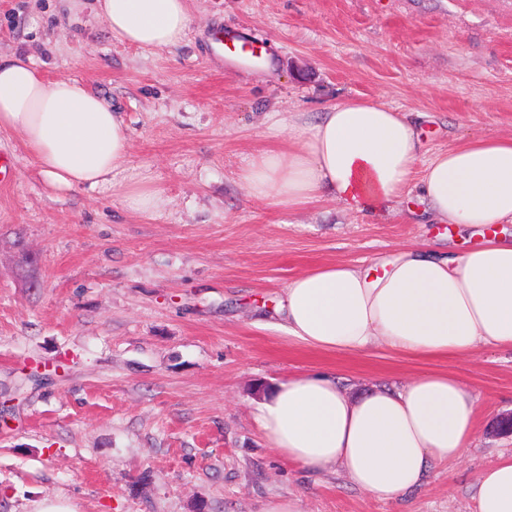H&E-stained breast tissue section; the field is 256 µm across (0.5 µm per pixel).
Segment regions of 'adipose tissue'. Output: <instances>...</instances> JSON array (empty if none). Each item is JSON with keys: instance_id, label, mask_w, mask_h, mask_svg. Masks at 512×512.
I'll list each match as a JSON object with an SVG mask.
<instances>
[{"instance_id": "adipose-tissue-1", "label": "adipose tissue", "mask_w": 512, "mask_h": 512, "mask_svg": "<svg viewBox=\"0 0 512 512\" xmlns=\"http://www.w3.org/2000/svg\"><path fill=\"white\" fill-rule=\"evenodd\" d=\"M111 38L145 49L178 44L190 0H95ZM0 131L17 134L53 193L120 187L148 213L160 199L148 176L120 181L128 128L121 113L73 79H44L32 58H0ZM256 201L299 210L328 197L365 215L417 195L442 224L512 223V136L475 135L423 158L405 113L351 99L309 119L294 112L285 146L242 171ZM276 313L284 332L329 352L383 344L415 356L458 357L478 345L512 347V242L494 237L463 254L410 248L381 274L329 263L290 280ZM255 422L297 469H341L359 490L394 501L433 468L458 460L476 424L469 388L448 373L349 395L335 375L303 373L276 384ZM478 512H512V454L476 477Z\"/></svg>"}]
</instances>
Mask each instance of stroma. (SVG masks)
I'll list each match as a JSON object with an SVG mask.
<instances>
[{
  "mask_svg": "<svg viewBox=\"0 0 512 512\" xmlns=\"http://www.w3.org/2000/svg\"><path fill=\"white\" fill-rule=\"evenodd\" d=\"M95 0H0V56L33 57L122 113L129 166L163 201L141 214L113 190L47 194L20 138L0 132V512H475L478 472L512 453V349L416 358L326 352L276 329L286 284L315 266L456 254L512 224H438L418 200L369 216L329 200L256 203L240 172L281 146L288 115L348 99L417 113L425 154L512 134V0H190L171 48L112 40ZM266 60L229 59L217 35ZM335 373L350 395L427 372L477 398L462 458L394 502L343 472L304 474L254 415L290 376Z\"/></svg>",
  "mask_w": 512,
  "mask_h": 512,
  "instance_id": "1",
  "label": "stroma"
}]
</instances>
